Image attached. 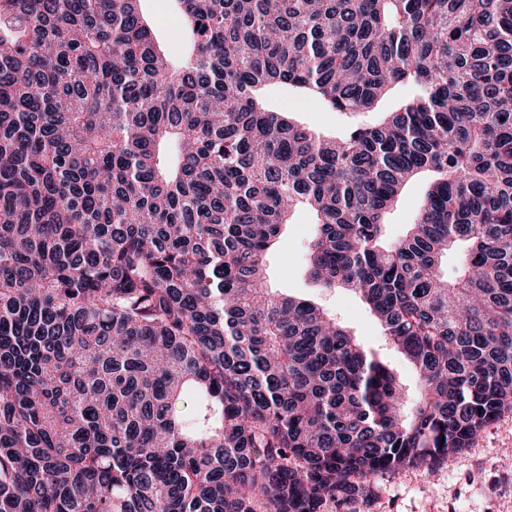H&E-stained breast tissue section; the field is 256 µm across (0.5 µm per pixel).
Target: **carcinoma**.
<instances>
[{
    "label": "carcinoma",
    "instance_id": "obj_1",
    "mask_svg": "<svg viewBox=\"0 0 512 512\" xmlns=\"http://www.w3.org/2000/svg\"><path fill=\"white\" fill-rule=\"evenodd\" d=\"M173 2L177 54L141 0H0V512H325L512 411V0ZM398 85L337 136L269 102ZM298 208L413 402L267 286ZM426 190V180L417 179L410 183L398 205L388 216V234L392 238L401 236L407 224H412Z\"/></svg>",
    "mask_w": 512,
    "mask_h": 512
}]
</instances>
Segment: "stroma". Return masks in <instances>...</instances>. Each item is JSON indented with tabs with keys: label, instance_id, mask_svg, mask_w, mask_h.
Segmentation results:
<instances>
[{
	"label": "stroma",
	"instance_id": "obj_1",
	"mask_svg": "<svg viewBox=\"0 0 512 512\" xmlns=\"http://www.w3.org/2000/svg\"><path fill=\"white\" fill-rule=\"evenodd\" d=\"M280 108L326 135L341 132L345 115L327 112L318 102L286 97ZM315 233L312 216L297 212L268 257L271 287L313 301L329 311L395 374L407 396L418 391L417 375L406 358L387 344L368 306L353 292L326 289L306 274L308 244ZM352 512H512V411L487 424L468 448L450 454L434 468L408 467L379 477Z\"/></svg>",
	"mask_w": 512,
	"mask_h": 512
}]
</instances>
